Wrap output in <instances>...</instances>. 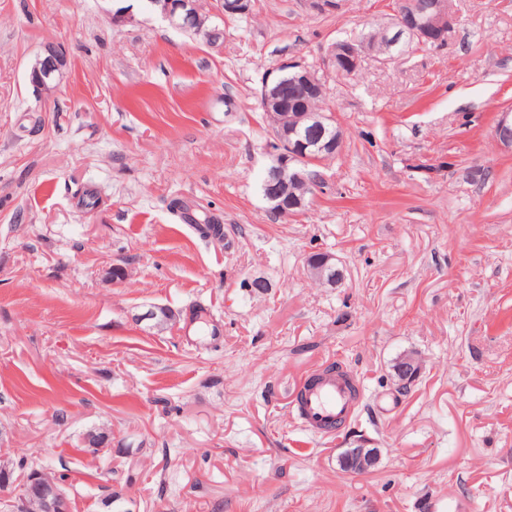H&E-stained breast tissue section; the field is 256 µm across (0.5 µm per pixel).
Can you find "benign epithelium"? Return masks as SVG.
Here are the masks:
<instances>
[{
    "mask_svg": "<svg viewBox=\"0 0 512 512\" xmlns=\"http://www.w3.org/2000/svg\"><path fill=\"white\" fill-rule=\"evenodd\" d=\"M145 9L158 13L168 24L180 31L192 30L194 34L212 44L220 39L222 32L210 24V15L200 9L199 0H144ZM252 10V0H216L214 15H247ZM456 21L454 0H432L427 8L420 10L413 0H396L392 28L397 36L410 34L418 46H433L441 43ZM376 54L374 45L367 40L333 43L328 48V61L337 66L338 60L348 58L361 65L367 56ZM67 66V56L60 45L44 46L29 70V81L39 90L52 91ZM505 111L497 123L496 137L506 146L512 145V120ZM319 163V157L310 153L308 142L295 137L290 130L275 141L273 160L268 168V181L275 191L288 186V182L304 179L303 169L308 164ZM420 373L419 362L412 356L402 357L394 365L396 387L416 379ZM380 460V449L360 445L347 448L341 453L339 465L342 471L364 474L374 469ZM10 472L0 471V509L3 512H73L68 485L59 481L50 472L34 468L22 476L17 488L9 479Z\"/></svg>",
    "mask_w": 512,
    "mask_h": 512,
    "instance_id": "7a95c632",
    "label": "benign epithelium"
}]
</instances>
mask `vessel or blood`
I'll return each instance as SVG.
<instances>
[{"instance_id":"vessel-or-blood-1","label":"vessel or blood","mask_w":512,"mask_h":512,"mask_svg":"<svg viewBox=\"0 0 512 512\" xmlns=\"http://www.w3.org/2000/svg\"><path fill=\"white\" fill-rule=\"evenodd\" d=\"M362 401V388L355 374L341 375L322 367L299 381L293 399L303 427L317 435L329 434L350 422Z\"/></svg>"}]
</instances>
